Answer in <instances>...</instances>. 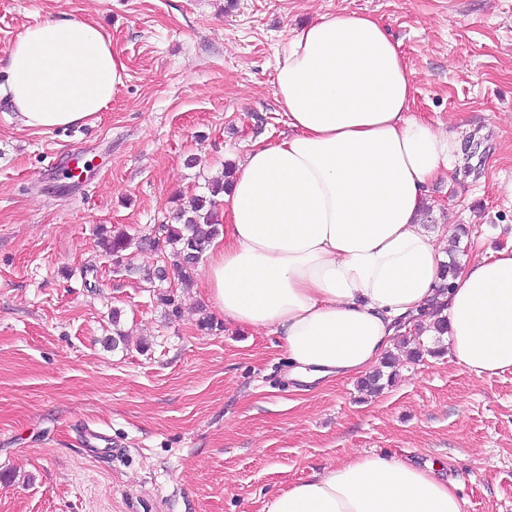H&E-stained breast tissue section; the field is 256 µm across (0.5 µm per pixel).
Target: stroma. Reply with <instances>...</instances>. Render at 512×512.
Wrapping results in <instances>:
<instances>
[{
  "label": "stroma",
  "mask_w": 512,
  "mask_h": 512,
  "mask_svg": "<svg viewBox=\"0 0 512 512\" xmlns=\"http://www.w3.org/2000/svg\"><path fill=\"white\" fill-rule=\"evenodd\" d=\"M341 13L380 21L413 115L469 150L428 186L430 226H469L473 260L512 244V0H0L1 86L19 34L63 15L96 22L127 65L80 126L22 127L0 95V512H264L364 454L441 464L463 512H512V370L477 378L399 346L379 393L295 384L276 335L225 322L201 279L171 317L98 246L103 227L149 234L286 132L277 58ZM76 159L91 167L72 177ZM116 308L128 342L112 350Z\"/></svg>",
  "instance_id": "1"
}]
</instances>
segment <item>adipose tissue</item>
Returning <instances> with one entry per match:
<instances>
[{
    "instance_id": "1",
    "label": "adipose tissue",
    "mask_w": 512,
    "mask_h": 512,
    "mask_svg": "<svg viewBox=\"0 0 512 512\" xmlns=\"http://www.w3.org/2000/svg\"><path fill=\"white\" fill-rule=\"evenodd\" d=\"M8 71L19 122L53 129L107 109L126 64L97 26L61 18L25 28ZM275 94L289 133L253 146L221 196L227 225L203 275L212 307L277 334L289 379L304 384L366 373L434 299L458 365L478 378L512 370V246L460 265L435 293L456 227L432 234L421 215L459 141L412 115L411 73L381 23L351 13L301 28ZM436 470L359 455L281 489L265 512H463Z\"/></svg>"
}]
</instances>
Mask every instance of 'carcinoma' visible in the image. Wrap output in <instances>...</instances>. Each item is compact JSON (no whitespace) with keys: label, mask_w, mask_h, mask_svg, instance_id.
Masks as SVG:
<instances>
[{"label":"carcinoma","mask_w":512,"mask_h":512,"mask_svg":"<svg viewBox=\"0 0 512 512\" xmlns=\"http://www.w3.org/2000/svg\"><path fill=\"white\" fill-rule=\"evenodd\" d=\"M226 177H230V173L226 172L224 177L211 181L208 184V194L191 196L188 204L177 210L174 222L154 225L150 237L139 239L125 231L112 235L102 232L100 244L103 251L121 258L133 244H147L159 251L169 266L142 269L128 263L125 266L126 271L139 276L140 280L152 286L166 281L172 272L177 276L180 287H188L193 281L200 259L219 234L217 196L224 191ZM120 317V311H112L113 335L103 340L104 346L114 350L125 342V334L120 328ZM392 380L393 374L386 375L378 370L362 383V388L368 392L379 391L383 388V382L389 383Z\"/></svg>","instance_id":"cac0c4a2"}]
</instances>
